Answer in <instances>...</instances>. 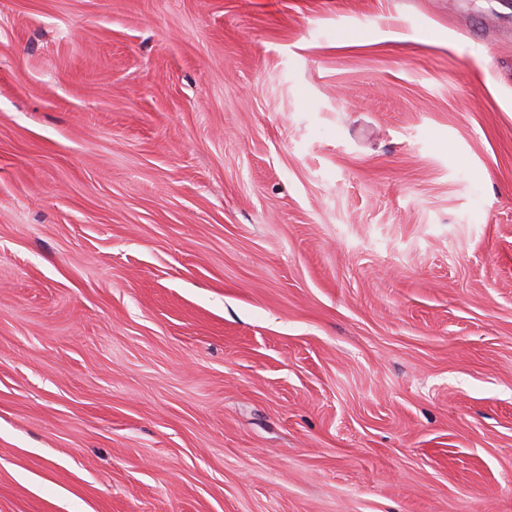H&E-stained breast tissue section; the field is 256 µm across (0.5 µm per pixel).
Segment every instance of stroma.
Wrapping results in <instances>:
<instances>
[{"mask_svg": "<svg viewBox=\"0 0 512 512\" xmlns=\"http://www.w3.org/2000/svg\"><path fill=\"white\" fill-rule=\"evenodd\" d=\"M0 512H512V0H0Z\"/></svg>", "mask_w": 512, "mask_h": 512, "instance_id": "stroma-1", "label": "stroma"}]
</instances>
